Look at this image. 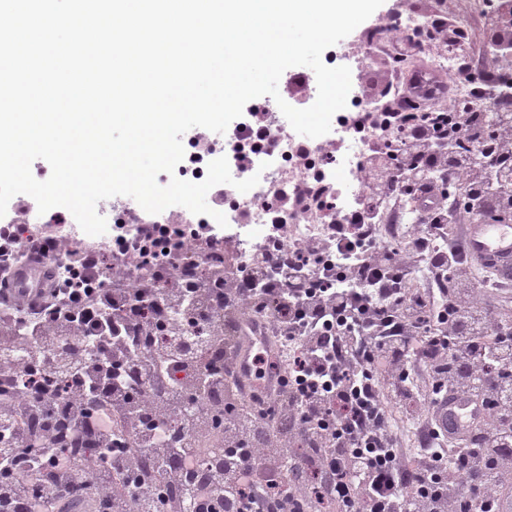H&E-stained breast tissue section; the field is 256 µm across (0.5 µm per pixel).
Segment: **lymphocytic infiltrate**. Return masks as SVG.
Here are the masks:
<instances>
[{
    "label": "lymphocytic infiltrate",
    "instance_id": "1",
    "mask_svg": "<svg viewBox=\"0 0 512 512\" xmlns=\"http://www.w3.org/2000/svg\"><path fill=\"white\" fill-rule=\"evenodd\" d=\"M402 11L386 14L385 88L374 111L352 116L372 133L356 179L359 211L335 218L323 235L291 238L274 224L273 248L244 257L239 240L215 225L138 224L143 242L165 230L166 269L175 288L169 322L145 312L152 283L133 277L138 256L58 236L27 224L34 207L20 194L0 224V263L34 252L68 256L69 276L35 307L0 302V512H499L512 501V328L489 299L500 281L479 275L463 224L476 215L512 222V195L498 205L512 165V125H487L483 103L495 73L480 69L473 33L423 11L424 28L402 32ZM463 43L440 101L416 96L418 50ZM467 85L469 106L457 93ZM285 127L270 107L250 102L225 133L230 164L240 140L273 147ZM438 167L461 190L415 180ZM415 196L420 221L398 241L375 234L382 197ZM224 252L215 280L195 268ZM255 324L288 351L282 375L262 396L227 394L218 351L196 370L209 381L204 399L186 397L172 372L180 353L159 332L184 336L193 325L214 335L210 313ZM68 369L56 374L54 357ZM478 397L486 415L460 441L436 427L447 393ZM409 411L419 438L402 447L394 416ZM224 449L223 469L207 468L199 442ZM93 449L78 470L68 449Z\"/></svg>",
    "mask_w": 512,
    "mask_h": 512
}]
</instances>
